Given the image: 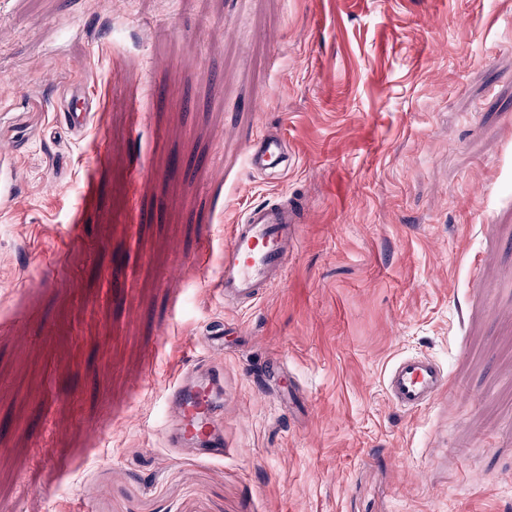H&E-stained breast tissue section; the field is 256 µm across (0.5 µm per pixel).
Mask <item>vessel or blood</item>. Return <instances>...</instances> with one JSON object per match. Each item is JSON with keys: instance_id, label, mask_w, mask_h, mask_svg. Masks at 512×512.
I'll use <instances>...</instances> for the list:
<instances>
[{"instance_id": "b4317fda", "label": "vessel or blood", "mask_w": 512, "mask_h": 512, "mask_svg": "<svg viewBox=\"0 0 512 512\" xmlns=\"http://www.w3.org/2000/svg\"><path fill=\"white\" fill-rule=\"evenodd\" d=\"M285 141L272 134L253 138L246 146L250 168L266 172L284 158ZM298 207L267 203L249 209L232 225L221 259L219 296L236 303L253 302L260 293L280 283L288 268V256L296 246L295 226L301 223ZM216 379L178 382L169 392L171 403L182 415L184 441L200 446L216 443L215 404L212 393ZM450 386V379L432 359L400 357L390 368L385 389L399 408L414 412L436 400Z\"/></svg>"}]
</instances>
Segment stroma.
Listing matches in <instances>:
<instances>
[{
	"instance_id": "stroma-1",
	"label": "stroma",
	"mask_w": 512,
	"mask_h": 512,
	"mask_svg": "<svg viewBox=\"0 0 512 512\" xmlns=\"http://www.w3.org/2000/svg\"><path fill=\"white\" fill-rule=\"evenodd\" d=\"M109 2L0 0V512H512V0ZM287 200L285 280L221 301ZM403 355L451 378L415 412ZM287 146L285 141L272 134L257 135L246 146V160L250 168L267 172L272 165L284 158ZM301 223L299 208L288 203L249 209L224 240L215 292L226 301L247 304L280 283L288 268V255L296 246L294 224ZM449 375L423 356H402L389 369L385 389L392 402L414 412L436 400L449 389ZM218 381L215 378L196 382L179 381L171 387L169 399L182 415L180 432L185 442L200 446L218 443L212 398Z\"/></svg>"
}]
</instances>
